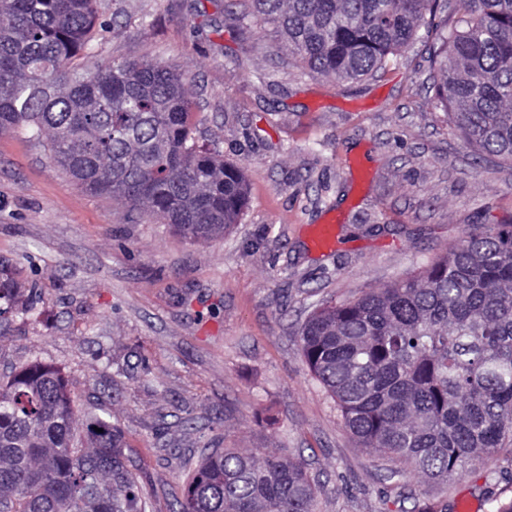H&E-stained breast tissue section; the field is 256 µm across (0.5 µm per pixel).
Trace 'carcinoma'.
<instances>
[{
  "instance_id": "obj_1",
  "label": "carcinoma",
  "mask_w": 512,
  "mask_h": 512,
  "mask_svg": "<svg viewBox=\"0 0 512 512\" xmlns=\"http://www.w3.org/2000/svg\"><path fill=\"white\" fill-rule=\"evenodd\" d=\"M310 74L359 80L447 13L435 97L481 155L512 160V0H248ZM95 0H0V133L48 134L51 161L85 191L184 237L238 223L242 167L197 146L183 74L148 60L74 67ZM22 283L0 262V337ZM310 372L361 447L446 483L512 455V224L469 232L420 272L314 311L300 333ZM103 432L98 433L96 429ZM304 463L236 448L205 455L177 512H316ZM0 512H144L121 430L79 422L61 372L34 360L0 378Z\"/></svg>"
}]
</instances>
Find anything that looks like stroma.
Masks as SVG:
<instances>
[{"instance_id":"stroma-1","label":"stroma","mask_w":512,"mask_h":512,"mask_svg":"<svg viewBox=\"0 0 512 512\" xmlns=\"http://www.w3.org/2000/svg\"><path fill=\"white\" fill-rule=\"evenodd\" d=\"M86 69L165 63L192 96L199 144L243 168L247 204L194 242L82 190L47 136L0 134V259L34 289V315L0 339V373L64 368L77 414L108 412L146 512H176L202 453L302 459L317 512H490L512 499V458L448 484L387 479L310 373L300 329L326 302L385 287L479 224H512V161L467 145L432 89L434 26L375 75L313 77L270 26L226 0H96ZM335 227L336 244L314 232Z\"/></svg>"}]
</instances>
